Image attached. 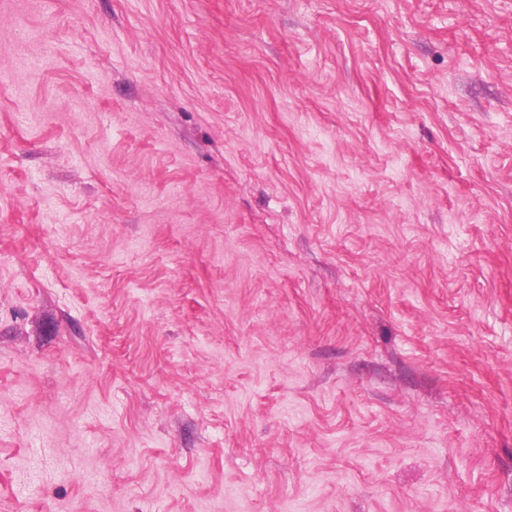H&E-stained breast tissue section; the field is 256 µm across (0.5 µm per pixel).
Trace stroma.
<instances>
[{
    "label": "stroma",
    "mask_w": 512,
    "mask_h": 512,
    "mask_svg": "<svg viewBox=\"0 0 512 512\" xmlns=\"http://www.w3.org/2000/svg\"><path fill=\"white\" fill-rule=\"evenodd\" d=\"M0 512H512V0H0Z\"/></svg>",
    "instance_id": "obj_1"
}]
</instances>
